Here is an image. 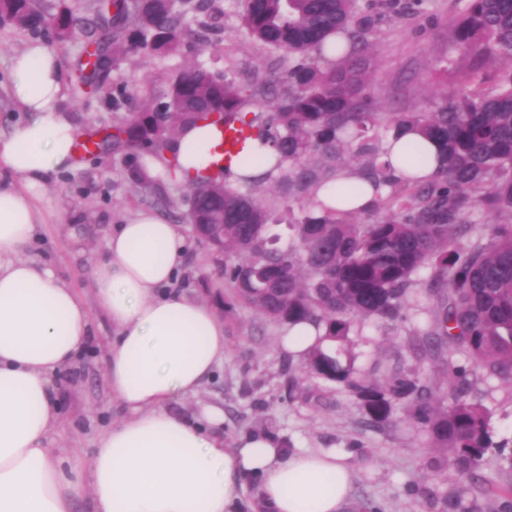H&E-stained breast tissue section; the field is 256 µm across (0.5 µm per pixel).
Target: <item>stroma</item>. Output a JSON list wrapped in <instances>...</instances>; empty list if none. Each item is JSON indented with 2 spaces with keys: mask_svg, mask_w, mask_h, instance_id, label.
Masks as SVG:
<instances>
[{
  "mask_svg": "<svg viewBox=\"0 0 512 512\" xmlns=\"http://www.w3.org/2000/svg\"><path fill=\"white\" fill-rule=\"evenodd\" d=\"M217 2L224 10V27L209 34L205 52L192 46L179 55H126L110 74V88L93 93L74 92L87 35L55 44L62 93L79 137L96 139L111 128L116 117L109 101L113 84H127L141 104L164 94L169 76L198 55L241 81L255 69L279 68L280 55L266 52L241 28L234 0ZM463 5V0H429L423 16L392 19L380 27L367 86L379 111L415 112L433 107L439 95L457 91L473 65L453 37V22ZM161 181L166 191L162 198L132 185L120 156L82 154L74 168L51 175L36 198L39 224L26 255L66 278L91 318L86 350L54 380L53 397L63 420L53 437L58 453L76 449L91 456L97 432L112 423V394L104 376L112 325L93 292L94 262L112 229L150 209L186 234L184 264L174 290L207 301L224 322L223 363L196 395L175 402L176 411L193 417L204 408H219L224 419L215 430L229 444L242 436L268 434L301 453L336 449L354 474L350 499L367 512H445L450 500L461 502L467 512H497L512 486V383L485 378L478 371L471 375L473 396L492 413L494 446L475 478L449 480L436 468L439 451L405 406H397L389 422L370 423L358 396L308 371L304 359L283 353L280 343L287 326L240 305L225 310L229 285L220 262L184 222L185 184L167 175ZM432 306L426 293L416 294L406 321L389 326L374 320L357 323L350 337L354 367L362 377L380 382L395 370L416 371L445 407L452 391L445 363L438 358L419 361L411 354Z\"/></svg>",
  "mask_w": 512,
  "mask_h": 512,
  "instance_id": "35a3bbf8",
  "label": "stroma"
}]
</instances>
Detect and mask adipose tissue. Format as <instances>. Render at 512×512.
Masks as SVG:
<instances>
[{
  "mask_svg": "<svg viewBox=\"0 0 512 512\" xmlns=\"http://www.w3.org/2000/svg\"><path fill=\"white\" fill-rule=\"evenodd\" d=\"M28 119L0 139V512H349L351 470L335 450L292 453L268 435L236 447L172 410L223 363L224 323L204 301L172 292L185 238L176 225L139 212L106 238L96 299L112 323L106 382L123 417L101 431L90 459L56 455L62 424L52 378L84 349L90 319L74 288L24 254L35 231L34 198L49 174L74 167L76 129L61 93L57 53L34 42L5 57ZM205 125L182 128L173 148L183 176L216 163ZM396 174L432 175L437 147L406 134L387 146ZM318 200L366 211L372 189L343 171Z\"/></svg>",
  "mask_w": 512,
  "mask_h": 512,
  "instance_id": "ef3b65f1",
  "label": "adipose tissue"
}]
</instances>
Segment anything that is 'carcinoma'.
<instances>
[{
	"instance_id": "cac0c4a2",
	"label": "carcinoma",
	"mask_w": 512,
	"mask_h": 512,
	"mask_svg": "<svg viewBox=\"0 0 512 512\" xmlns=\"http://www.w3.org/2000/svg\"><path fill=\"white\" fill-rule=\"evenodd\" d=\"M242 27L259 44L285 54L279 71H255L248 82L194 62L168 93L134 104L127 86L112 91V107L127 108L113 126L112 152L120 153L130 182L163 194L142 158L165 161L179 129L205 122L239 134L274 155L262 177L236 184L228 166L198 175L182 202L189 224L224 225V277L229 299L290 326L309 322L329 345L313 346L310 370L363 400L373 423L391 419L395 402L409 401L414 419L437 448L452 452L448 478L464 480L480 468L491 445L490 416L470 398L461 352L488 376L512 382V0H468L454 21L457 44L476 60L458 94L432 110L379 112L365 93L370 52L387 18L425 14L427 0H237ZM211 0H111L92 4L91 24L60 12L65 23L39 24V0H0V18L51 42L81 29L95 38L93 69L80 63L79 83L97 89L129 53L152 47L178 52L200 38L192 22ZM507 61L492 78L483 65ZM412 131L438 144L429 178L397 176L388 138ZM346 168L375 194L369 210L338 214L316 210L313 198ZM494 215L477 221L474 215ZM289 221L288 244L273 226ZM434 298L420 332V353L447 356L454 399L437 411L431 390L412 373L395 372L384 385L354 375L349 338L356 321L402 319L410 295Z\"/></svg>"
}]
</instances>
